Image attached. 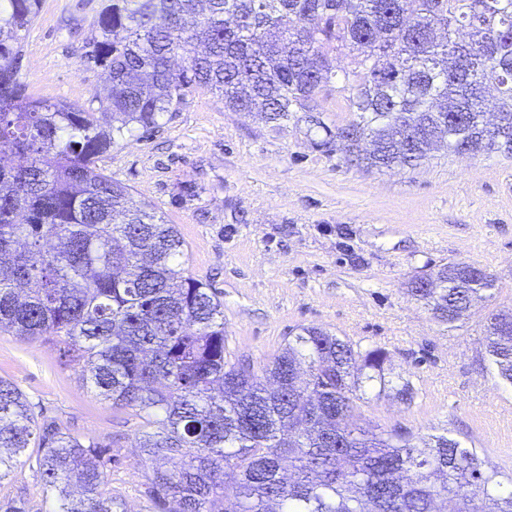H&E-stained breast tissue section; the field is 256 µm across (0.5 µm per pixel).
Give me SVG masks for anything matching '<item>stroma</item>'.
<instances>
[{"mask_svg": "<svg viewBox=\"0 0 512 512\" xmlns=\"http://www.w3.org/2000/svg\"><path fill=\"white\" fill-rule=\"evenodd\" d=\"M102 0H42L23 39L29 95L98 109L106 81L82 48ZM303 113L278 126L228 112L206 90L151 132L135 130L99 156L101 172L152 204L185 241L187 275L224 304L228 352L254 373L301 327L317 326L390 357L386 387L364 386L362 418L414 436L445 433L512 472V385L485 355L491 313L512 307V157L440 154L380 171L317 149ZM450 261L487 269L493 297L449 326L412 298L410 279ZM0 378L36 416L95 440L112 457L102 490L127 512H152L151 471L134 448L141 420L100 400L79 367L41 339L0 334ZM410 385L411 401L397 398ZM0 482V501L52 512L36 449Z\"/></svg>", "mask_w": 512, "mask_h": 512, "instance_id": "obj_1", "label": "stroma"}]
</instances>
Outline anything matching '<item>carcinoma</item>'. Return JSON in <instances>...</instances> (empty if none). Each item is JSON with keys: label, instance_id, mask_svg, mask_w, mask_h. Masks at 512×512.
<instances>
[{"label": "carcinoma", "instance_id": "carcinoma-1", "mask_svg": "<svg viewBox=\"0 0 512 512\" xmlns=\"http://www.w3.org/2000/svg\"><path fill=\"white\" fill-rule=\"evenodd\" d=\"M40 2L0 0V333L63 347L96 396L143 419L154 512H512V473L478 449L361 424L357 391H385L384 349L308 326L260 376L228 358L224 304L185 275L178 231L96 165L195 89L266 124L305 112L316 146L358 167L511 156L512 0H104L85 56L107 74L108 123L26 94L22 32ZM324 89L346 123L314 116ZM452 266L408 286L450 326L495 283ZM485 341L512 384V308ZM31 447L55 512H126L101 492L102 446L36 420L0 379V482Z\"/></svg>", "mask_w": 512, "mask_h": 512}]
</instances>
